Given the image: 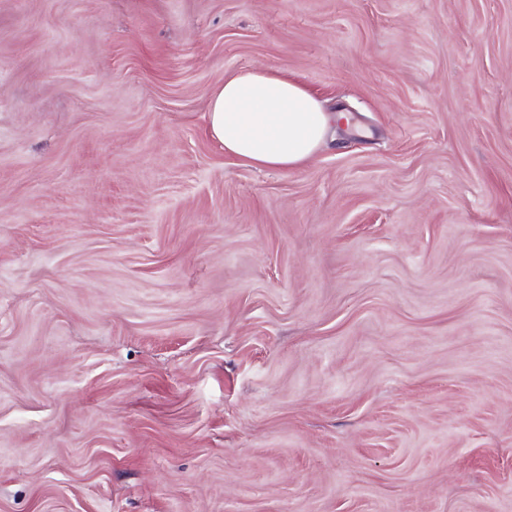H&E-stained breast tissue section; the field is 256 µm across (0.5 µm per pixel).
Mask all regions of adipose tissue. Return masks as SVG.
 <instances>
[{
	"mask_svg": "<svg viewBox=\"0 0 512 512\" xmlns=\"http://www.w3.org/2000/svg\"><path fill=\"white\" fill-rule=\"evenodd\" d=\"M331 117L299 82L261 70L226 75L208 105V130L225 154L260 170L311 160Z\"/></svg>",
	"mask_w": 512,
	"mask_h": 512,
	"instance_id": "adipose-tissue-1",
	"label": "adipose tissue"
}]
</instances>
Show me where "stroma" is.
Segmentation results:
<instances>
[{
	"mask_svg": "<svg viewBox=\"0 0 512 512\" xmlns=\"http://www.w3.org/2000/svg\"><path fill=\"white\" fill-rule=\"evenodd\" d=\"M0 512H512V0H0ZM329 123L299 82L261 70L224 76L208 105V130L224 153L259 170L300 167L319 148Z\"/></svg>",
	"mask_w": 512,
	"mask_h": 512,
	"instance_id": "stroma-1",
	"label": "stroma"
}]
</instances>
